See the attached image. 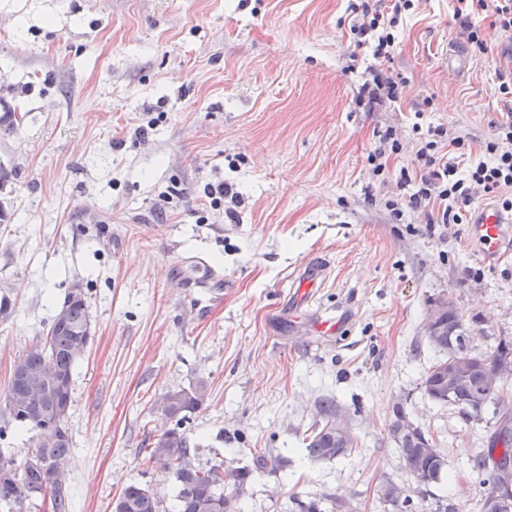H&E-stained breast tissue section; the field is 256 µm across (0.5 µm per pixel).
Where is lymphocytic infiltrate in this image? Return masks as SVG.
Instances as JSON below:
<instances>
[{
  "instance_id": "1",
  "label": "lymphocytic infiltrate",
  "mask_w": 512,
  "mask_h": 512,
  "mask_svg": "<svg viewBox=\"0 0 512 512\" xmlns=\"http://www.w3.org/2000/svg\"><path fill=\"white\" fill-rule=\"evenodd\" d=\"M419 0H362L355 5L357 15L350 31L357 46L369 48L372 64L370 80L360 89V97L369 103L397 101L408 79L396 72L392 63L398 50L404 19L418 7ZM461 34L473 55L490 50L488 31L512 34V0H455L454 13ZM498 93L509 110L494 125V133L483 142V156L464 172H456L446 160V148L463 149L462 137H449L447 128L414 125L417 134L412 170H401L404 183L412 184L409 195L390 201L393 217L404 209L416 211L437 207L441 224H460L465 209L476 192L496 198L501 209L512 212V78L499 79Z\"/></svg>"
}]
</instances>
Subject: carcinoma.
I'll return each mask as SVG.
<instances>
[{"label": "carcinoma", "mask_w": 512, "mask_h": 512, "mask_svg": "<svg viewBox=\"0 0 512 512\" xmlns=\"http://www.w3.org/2000/svg\"><path fill=\"white\" fill-rule=\"evenodd\" d=\"M21 118L0 98V133L10 134ZM429 344L440 353L425 375L423 386L428 398L458 409L469 421L485 409L499 416V428L491 436V447L474 464L477 488L483 500L495 492L499 472L512 468V409L504 404L491 375L498 362L512 358V341H500L487 356L469 350L470 336L463 317L453 306L440 311ZM93 337L86 292L81 283L73 284L47 335L33 343L15 362L10 381L0 399V439L8 433L33 431L34 448L21 464L0 452V512H33L49 503L51 512H71L66 490L69 480L67 461L71 455V435L67 419L72 404V377L79 360ZM206 397V384L190 390L167 391L156 401L161 415L174 426L146 441L150 459L173 473L177 492L171 506L163 505L148 489L130 483L114 502L112 512H242L241 497L251 481L253 470L267 468L272 456L258 452L255 469L230 467L222 463L201 465L197 449L182 424L198 410ZM406 415L396 409L389 425L390 438L405 462L402 469L420 486H430L448 477L447 462L440 449L423 450L424 433L405 424ZM336 422L315 425L306 437L311 458L323 461L344 456L353 444H344L336 434ZM233 487L234 494H224ZM385 499L398 508L410 502L408 488L388 486Z\"/></svg>", "instance_id": "carcinoma-1"}]
</instances>
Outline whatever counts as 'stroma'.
<instances>
[{
	"label": "stroma",
	"mask_w": 512,
	"mask_h": 512,
	"mask_svg": "<svg viewBox=\"0 0 512 512\" xmlns=\"http://www.w3.org/2000/svg\"><path fill=\"white\" fill-rule=\"evenodd\" d=\"M354 0H0V97L24 113L0 136L17 170L0 199V284L15 301L0 320V394L15 361L82 283L94 338L79 361L68 427L72 512H112L130 483L170 501L174 482L143 449L162 424L166 391L207 384L184 431L201 463L253 468L248 512H397L384 493L407 484L388 434L395 408L441 448L447 482L411 490L408 512H483L471 466L497 419L465 421L428 399L437 354L425 337L433 300L450 298L473 353L512 340V223L486 253L471 224L494 208L480 196L462 224L393 219L412 168L414 106L470 153L505 110L497 60L512 38L490 33L474 61L452 0H420L393 68L410 80L400 101L358 102L370 63L350 33ZM152 124L148 140L135 131ZM403 143L373 175L378 133ZM238 194L233 217L204 189ZM224 271V304L197 316L177 288L183 258ZM315 279V298L288 296ZM335 314L338 334H314ZM350 429V453L310 460L304 438L323 401Z\"/></svg>",
	"instance_id": "35a3bbf8"
}]
</instances>
